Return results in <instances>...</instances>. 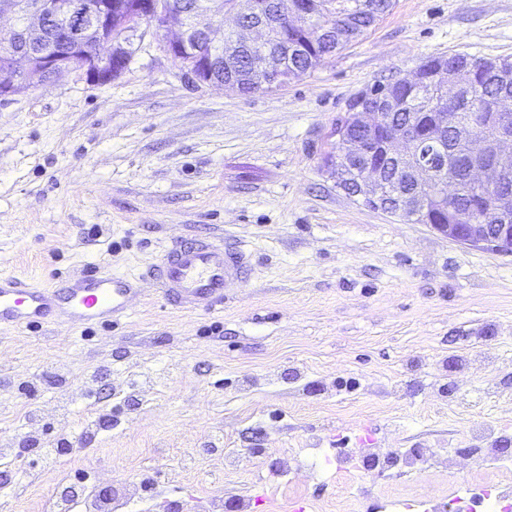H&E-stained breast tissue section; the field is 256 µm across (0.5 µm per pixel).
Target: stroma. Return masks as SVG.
Returning a JSON list of instances; mask_svg holds the SVG:
<instances>
[{
  "mask_svg": "<svg viewBox=\"0 0 512 512\" xmlns=\"http://www.w3.org/2000/svg\"><path fill=\"white\" fill-rule=\"evenodd\" d=\"M128 37L110 82L0 99V272L135 275L193 235L252 271L210 314L145 282L112 328L0 330V512L88 475L147 512H424L512 483L471 466L479 448L512 463V256L372 209L323 165L362 91L433 55L512 59V0H392L311 73L245 95L193 81L167 32ZM30 440L67 448L34 465ZM368 448L399 462L367 468Z\"/></svg>",
  "mask_w": 512,
  "mask_h": 512,
  "instance_id": "1",
  "label": "stroma"
}]
</instances>
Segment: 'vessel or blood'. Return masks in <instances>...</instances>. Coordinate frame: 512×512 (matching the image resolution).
<instances>
[{
    "mask_svg": "<svg viewBox=\"0 0 512 512\" xmlns=\"http://www.w3.org/2000/svg\"><path fill=\"white\" fill-rule=\"evenodd\" d=\"M248 272L249 256L242 246L193 237L168 248L141 278L92 267L40 288L0 273V328L31 330L57 321L118 325L144 278L169 304L210 313L223 308L229 285Z\"/></svg>",
    "mask_w": 512,
    "mask_h": 512,
    "instance_id": "1",
    "label": "vessel or blood"
}]
</instances>
